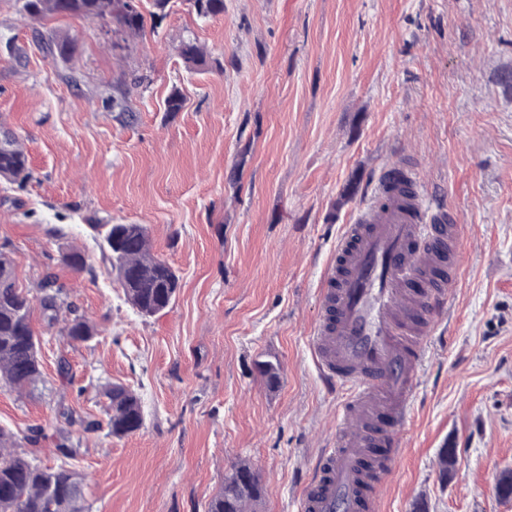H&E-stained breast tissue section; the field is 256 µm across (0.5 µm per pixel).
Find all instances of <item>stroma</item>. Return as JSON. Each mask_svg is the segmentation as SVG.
Returning a JSON list of instances; mask_svg holds the SVG:
<instances>
[{
	"instance_id": "1",
	"label": "stroma",
	"mask_w": 512,
	"mask_h": 512,
	"mask_svg": "<svg viewBox=\"0 0 512 512\" xmlns=\"http://www.w3.org/2000/svg\"><path fill=\"white\" fill-rule=\"evenodd\" d=\"M23 3L0 0V126L32 179L0 181V244L30 289L80 248L93 271L68 274L69 294L97 334H45L48 382L0 390V426L43 427L49 466L68 430L90 512H206L243 464L257 512H298L336 441L339 395L308 348L321 280L380 168L409 160L458 215V281L378 512H512V0H224L206 19L172 0L120 53L111 20L39 22ZM52 29L76 39L74 61L43 50ZM188 40L207 70L181 58ZM107 222L147 227L180 277L168 309L127 302L91 230ZM112 383L140 398L138 431L65 426L64 405L105 421Z\"/></svg>"
}]
</instances>
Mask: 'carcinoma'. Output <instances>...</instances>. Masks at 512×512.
I'll return each instance as SVG.
<instances>
[{
    "label": "carcinoma",
    "mask_w": 512,
    "mask_h": 512,
    "mask_svg": "<svg viewBox=\"0 0 512 512\" xmlns=\"http://www.w3.org/2000/svg\"><path fill=\"white\" fill-rule=\"evenodd\" d=\"M196 16L208 18L224 12V0H190ZM24 9L36 20L68 16L93 21L111 18L116 25L117 40L113 49L123 48L131 36L139 35L145 25L142 7H131L130 0H25ZM52 51L63 60L75 54V42L67 33L49 34ZM182 58L196 66L207 65L204 49L195 41L180 48ZM0 180L25 186L32 173L28 153L18 135L1 130ZM99 236L104 258L115 272L118 282L135 275L134 288L126 292L136 309L150 314L162 311L175 300L179 277L173 268L152 252L147 228L141 224H92ZM60 265L73 272L91 271L83 252L69 249L61 255ZM67 279L55 268L46 269L36 289L22 287L13 261L0 245V389L22 396L45 383L40 355V338L32 326L34 312H39L44 330L58 331L74 342H86L96 329L79 314L78 307L67 301ZM103 395L106 424L89 420L67 408L61 412L65 421L79 425L85 432L107 427V435L123 437L140 429L143 411L140 399L128 388L109 385ZM48 435L40 426L17 437L0 426V512H88L85 504L84 478L66 464L41 466L33 462L22 445L38 446ZM245 467L235 469L224 478V487L209 502L207 512H230V500L236 482Z\"/></svg>",
    "instance_id": "1"
}]
</instances>
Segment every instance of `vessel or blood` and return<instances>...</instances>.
Returning <instances> with one entry per match:
<instances>
[{
	"mask_svg": "<svg viewBox=\"0 0 512 512\" xmlns=\"http://www.w3.org/2000/svg\"><path fill=\"white\" fill-rule=\"evenodd\" d=\"M459 220L400 162L376 177L346 225L323 278V315L309 341L325 380L342 392L336 443L305 484L301 512H374L399 454L395 427L414 409L428 315L457 284ZM420 288H411V281Z\"/></svg>",
	"mask_w": 512,
	"mask_h": 512,
	"instance_id": "vessel-or-blood-1",
	"label": "vessel or blood"
}]
</instances>
